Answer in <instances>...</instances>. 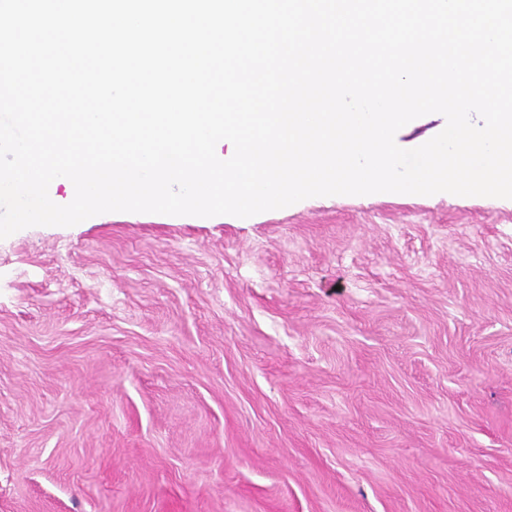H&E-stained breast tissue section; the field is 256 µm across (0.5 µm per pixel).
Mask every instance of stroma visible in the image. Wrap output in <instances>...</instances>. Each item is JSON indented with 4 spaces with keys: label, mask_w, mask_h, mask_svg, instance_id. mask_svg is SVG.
Returning a JSON list of instances; mask_svg holds the SVG:
<instances>
[{
    "label": "stroma",
    "mask_w": 512,
    "mask_h": 512,
    "mask_svg": "<svg viewBox=\"0 0 512 512\" xmlns=\"http://www.w3.org/2000/svg\"><path fill=\"white\" fill-rule=\"evenodd\" d=\"M0 512H512V200L0 240Z\"/></svg>",
    "instance_id": "stroma-1"
}]
</instances>
